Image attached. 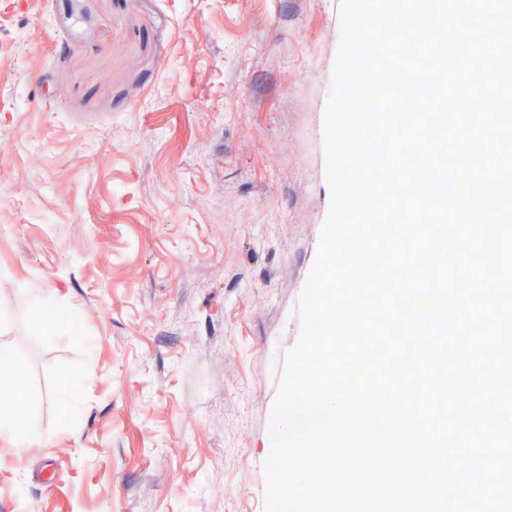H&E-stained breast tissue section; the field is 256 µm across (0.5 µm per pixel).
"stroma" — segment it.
Segmentation results:
<instances>
[{
    "label": "stroma",
    "instance_id": "obj_1",
    "mask_svg": "<svg viewBox=\"0 0 512 512\" xmlns=\"http://www.w3.org/2000/svg\"><path fill=\"white\" fill-rule=\"evenodd\" d=\"M56 2L0 0V341L41 433L0 440V512H264L339 0ZM26 286L80 333L33 322Z\"/></svg>",
    "mask_w": 512,
    "mask_h": 512
}]
</instances>
